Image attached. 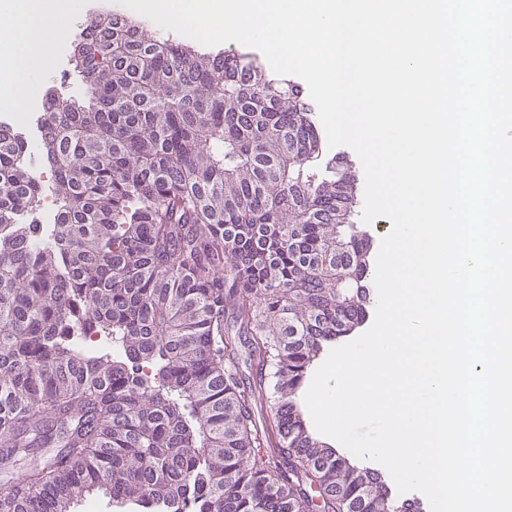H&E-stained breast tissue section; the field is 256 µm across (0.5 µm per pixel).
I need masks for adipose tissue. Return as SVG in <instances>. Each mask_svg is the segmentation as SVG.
I'll return each mask as SVG.
<instances>
[{"mask_svg":"<svg viewBox=\"0 0 512 512\" xmlns=\"http://www.w3.org/2000/svg\"><path fill=\"white\" fill-rule=\"evenodd\" d=\"M84 0H0V106L27 111L43 75L57 65V46Z\"/></svg>","mask_w":512,"mask_h":512,"instance_id":"ef3b65f1","label":"adipose tissue"}]
</instances>
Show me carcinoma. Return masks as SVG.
<instances>
[{"label":"carcinoma","instance_id":"cac0c4a2","mask_svg":"<svg viewBox=\"0 0 512 512\" xmlns=\"http://www.w3.org/2000/svg\"><path fill=\"white\" fill-rule=\"evenodd\" d=\"M91 29L82 95L44 94L51 246L22 220L41 177L0 130V468L36 457L0 477V512L99 493L126 512H403L297 401L366 318L352 161L325 158L303 89L256 61L124 15Z\"/></svg>","mask_w":512,"mask_h":512}]
</instances>
